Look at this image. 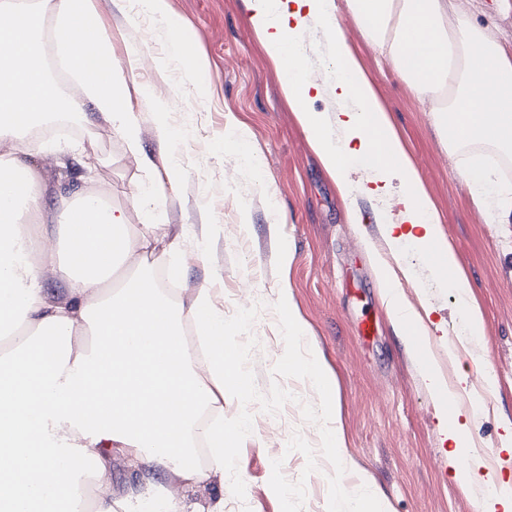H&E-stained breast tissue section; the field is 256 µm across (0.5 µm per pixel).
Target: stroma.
<instances>
[{"label": "stroma", "instance_id": "stroma-1", "mask_svg": "<svg viewBox=\"0 0 512 512\" xmlns=\"http://www.w3.org/2000/svg\"><path fill=\"white\" fill-rule=\"evenodd\" d=\"M97 8L117 61L146 56L138 71L123 68L119 76L151 166L132 156L106 114L91 111L80 115L79 132L37 135V142L62 146V165L34 151L19 160L46 166L52 185L69 180L80 190L83 158H98L97 180L109 191L108 204L131 210L135 225L143 218L132 211V190L164 184L158 215L180 245L177 257L150 255L153 274L162 288L173 289L178 307L189 308L196 291L206 288L223 310L224 344L239 353L246 382L245 393L225 392L224 419L248 422L226 453L223 475L203 485L178 487L173 468L162 464L135 471L112 451L115 512H131L149 499L161 500L165 512H213L219 504L223 512H329L333 498L351 496L367 480L377 485L387 512H479L472 490L449 477L448 445L433 402L382 299L379 258L427 326L462 333L453 290L431 277L417 249L392 255L380 232L381 224L397 219L398 180L390 179L388 195L378 200L341 196L282 91L279 65L245 21L244 0H168L178 35L208 66L201 86L168 57L160 24L138 0H97ZM337 17L390 111L483 312L476 351H460L455 367L474 382L481 376L476 354L492 358L497 387L473 438L480 454L498 453L499 419H512V224L490 223L459 174L461 156L449 154L426 105L370 46L347 7H339ZM299 39L310 79L324 87L312 106L335 116L339 105L326 85L333 64L320 26L309 23ZM163 122L181 135L174 181L156 142ZM234 125L251 132L259 172L219 148ZM175 261L182 277L162 279L164 266ZM410 266L420 283L407 280ZM287 305L304 323V339L286 335ZM366 320L378 328L368 339L359 331ZM307 343L321 352L333 389L312 386L297 365ZM330 407L341 433L337 448L327 446L320 421ZM274 478L281 493L269 489Z\"/></svg>", "mask_w": 512, "mask_h": 512}]
</instances>
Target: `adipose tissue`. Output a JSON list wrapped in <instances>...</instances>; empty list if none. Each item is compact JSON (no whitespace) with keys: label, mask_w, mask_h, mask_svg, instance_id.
Returning <instances> with one entry per match:
<instances>
[{"label":"adipose tissue","mask_w":512,"mask_h":512,"mask_svg":"<svg viewBox=\"0 0 512 512\" xmlns=\"http://www.w3.org/2000/svg\"><path fill=\"white\" fill-rule=\"evenodd\" d=\"M367 40L385 56L419 101L429 103L436 130L449 152L461 155V175L493 223L512 224V186L497 172L512 164V49L502 46L455 0H346ZM248 20L284 73L283 90L326 170L344 193L379 198L389 178L400 182L397 224L382 233L391 252L406 236L398 225L421 228L416 239L432 276L454 289L468 335L483 332V318L459 273L455 252L440 236V216L422 185L379 95L355 57L337 19L335 0H247ZM56 16L53 37L67 64L79 73V95L62 93L48 76L40 53L45 16ZM321 23L342 107L335 120L311 109L305 57L297 36L309 22ZM117 61L95 0H40L36 12L0 0V330L22 326L26 335L0 355V512H70L78 483L71 463L94 460L97 512H112L105 449H120L131 466L166 461L169 448L194 451L197 437L212 450L210 467L185 466L184 481L200 485L224 470V440L240 426L222 417L203 421L220 391L241 390V365L224 347V314L208 289L188 310L178 309L146 272L147 252L166 246L160 224L132 230L130 213L106 203L94 187L79 195L57 190V237L33 238L46 209L43 176L22 166L26 131L62 112L86 108L109 115L132 155L141 138L116 84ZM374 169L372 184L348 181L350 158ZM120 230L113 239L112 230ZM37 244L38 264L18 262L21 249ZM84 253L82 265L69 259ZM69 281L70 299L48 297L45 271ZM380 284L392 321L433 399L439 427L453 448L448 472L460 484L487 485L479 512H512V477L483 473L473 449L475 407L455 405L469 391L466 373L447 382L429 346L428 328L387 274ZM193 322L199 339L186 336ZM93 336L100 349L78 345L77 333Z\"/></svg>","instance_id":"adipose-tissue-1"}]
</instances>
